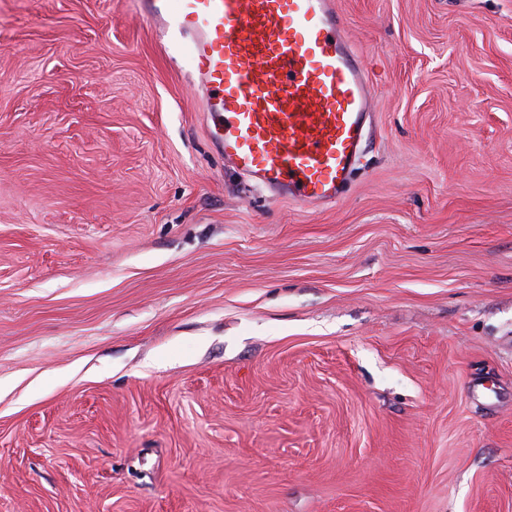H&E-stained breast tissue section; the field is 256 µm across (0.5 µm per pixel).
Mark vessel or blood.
I'll list each match as a JSON object with an SVG mask.
<instances>
[{"instance_id":"obj_1","label":"vessel or blood","mask_w":512,"mask_h":512,"mask_svg":"<svg viewBox=\"0 0 512 512\" xmlns=\"http://www.w3.org/2000/svg\"><path fill=\"white\" fill-rule=\"evenodd\" d=\"M177 29L210 144L275 199L336 203L359 167L374 86L335 0H137Z\"/></svg>"}]
</instances>
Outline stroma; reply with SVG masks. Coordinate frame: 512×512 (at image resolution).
I'll return each mask as SVG.
<instances>
[{"label":"stroma","instance_id":"1","mask_svg":"<svg viewBox=\"0 0 512 512\" xmlns=\"http://www.w3.org/2000/svg\"><path fill=\"white\" fill-rule=\"evenodd\" d=\"M342 201L224 169L134 0H0V512H512V0H338Z\"/></svg>","mask_w":512,"mask_h":512}]
</instances>
